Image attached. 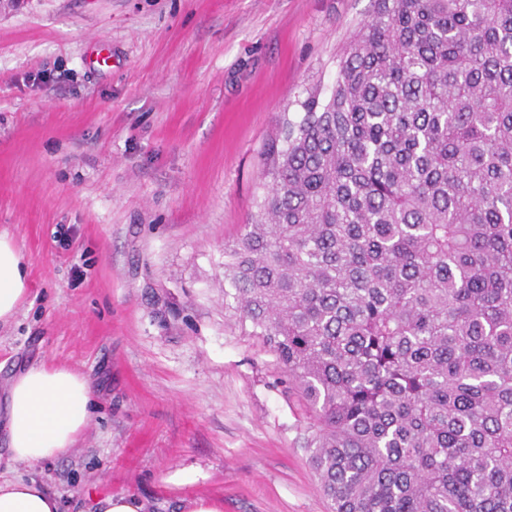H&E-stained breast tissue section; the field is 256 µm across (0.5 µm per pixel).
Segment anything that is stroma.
Wrapping results in <instances>:
<instances>
[{
  "label": "stroma",
  "mask_w": 512,
  "mask_h": 512,
  "mask_svg": "<svg viewBox=\"0 0 512 512\" xmlns=\"http://www.w3.org/2000/svg\"><path fill=\"white\" fill-rule=\"evenodd\" d=\"M374 0H0V230L30 295L0 323V402L34 364L94 388L69 454L11 461L62 512L92 491L149 512H328L311 420L224 289V248L264 151L307 90L330 93ZM196 468L176 487L167 478Z\"/></svg>",
  "instance_id": "obj_1"
}]
</instances>
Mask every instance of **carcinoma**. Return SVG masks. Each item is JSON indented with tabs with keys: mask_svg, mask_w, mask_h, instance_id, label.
Instances as JSON below:
<instances>
[{
	"mask_svg": "<svg viewBox=\"0 0 512 512\" xmlns=\"http://www.w3.org/2000/svg\"><path fill=\"white\" fill-rule=\"evenodd\" d=\"M224 278L330 512H512V0H375Z\"/></svg>",
	"mask_w": 512,
	"mask_h": 512,
	"instance_id": "1",
	"label": "carcinoma"
}]
</instances>
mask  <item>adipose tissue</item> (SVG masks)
<instances>
[{"instance_id": "obj_1", "label": "adipose tissue", "mask_w": 512, "mask_h": 512, "mask_svg": "<svg viewBox=\"0 0 512 512\" xmlns=\"http://www.w3.org/2000/svg\"><path fill=\"white\" fill-rule=\"evenodd\" d=\"M28 276L23 252L0 233V322H9L26 301ZM92 396L89 380L65 367L40 364L16 375L1 426L12 460L36 465L66 456L87 426ZM0 512H60V502L37 479L0 477Z\"/></svg>"}]
</instances>
